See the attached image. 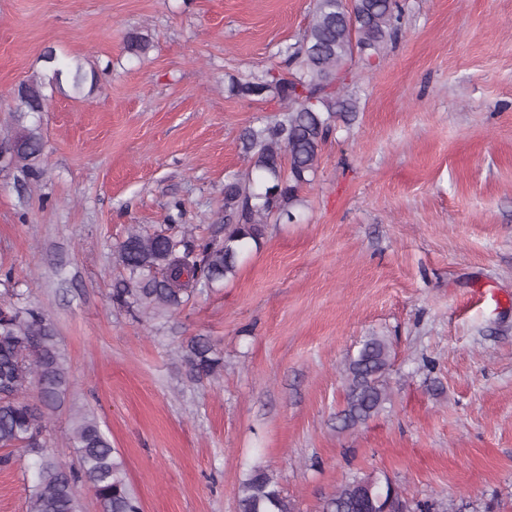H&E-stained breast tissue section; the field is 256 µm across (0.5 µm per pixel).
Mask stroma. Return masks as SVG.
Returning a JSON list of instances; mask_svg holds the SVG:
<instances>
[{
	"label": "stroma",
	"mask_w": 512,
	"mask_h": 512,
	"mask_svg": "<svg viewBox=\"0 0 512 512\" xmlns=\"http://www.w3.org/2000/svg\"><path fill=\"white\" fill-rule=\"evenodd\" d=\"M312 0H0V143L46 51L80 58L81 95L27 117L35 175L0 163V300L53 321L72 387L47 451L76 462L92 412L142 512H238L252 467L297 512L343 481L389 479L448 512H512V0H405L403 31L350 67L358 112L324 145L295 218L268 225L235 278L181 309L113 307L114 248L163 230L174 202L214 229L238 134L278 100L229 96L280 63ZM149 42L129 55L127 33ZM210 339L216 376L181 347ZM392 347L384 411L336 426L363 340ZM31 459L0 448V512H26ZM187 373L194 380H202L218 373L223 364L214 345L200 336L191 338L183 348Z\"/></svg>",
	"instance_id": "stroma-1"
}]
</instances>
